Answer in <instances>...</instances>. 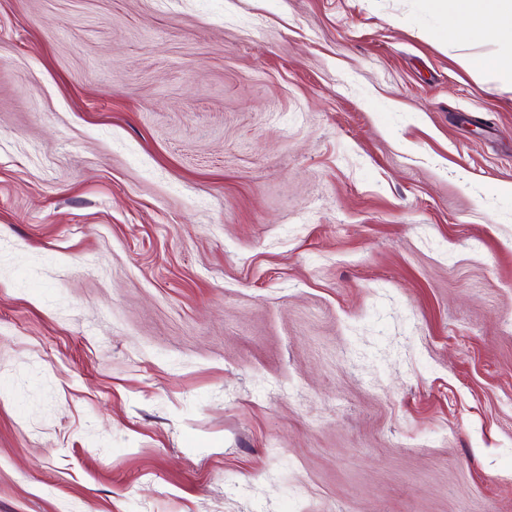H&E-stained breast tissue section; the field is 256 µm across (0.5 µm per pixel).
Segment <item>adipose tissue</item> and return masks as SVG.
<instances>
[{"label": "adipose tissue", "instance_id": "ef3b65f1", "mask_svg": "<svg viewBox=\"0 0 512 512\" xmlns=\"http://www.w3.org/2000/svg\"><path fill=\"white\" fill-rule=\"evenodd\" d=\"M432 9L450 10L466 24H479L496 34L501 50L487 60L463 54L461 67L471 74L491 73L512 83V0H429Z\"/></svg>", "mask_w": 512, "mask_h": 512}]
</instances>
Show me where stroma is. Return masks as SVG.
I'll return each instance as SVG.
<instances>
[{"label":"stroma","instance_id":"stroma-1","mask_svg":"<svg viewBox=\"0 0 512 512\" xmlns=\"http://www.w3.org/2000/svg\"><path fill=\"white\" fill-rule=\"evenodd\" d=\"M427 0H0V512H512V85Z\"/></svg>","mask_w":512,"mask_h":512}]
</instances>
